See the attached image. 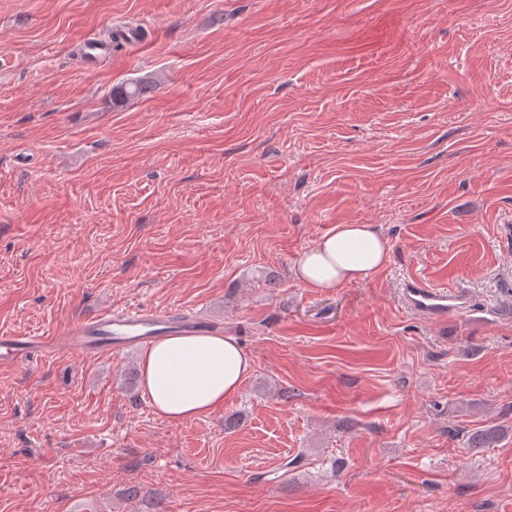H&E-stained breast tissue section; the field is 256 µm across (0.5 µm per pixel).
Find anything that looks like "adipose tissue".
Returning <instances> with one entry per match:
<instances>
[{
    "instance_id": "ef3b65f1",
    "label": "adipose tissue",
    "mask_w": 512,
    "mask_h": 512,
    "mask_svg": "<svg viewBox=\"0 0 512 512\" xmlns=\"http://www.w3.org/2000/svg\"><path fill=\"white\" fill-rule=\"evenodd\" d=\"M390 261L387 239L373 224H339L298 259L304 287L330 290L365 283ZM142 387L156 411L180 424L210 415L236 395L253 362L234 337L188 334L162 338L141 356Z\"/></svg>"
}]
</instances>
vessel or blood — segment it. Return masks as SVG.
<instances>
[{
	"mask_svg": "<svg viewBox=\"0 0 512 512\" xmlns=\"http://www.w3.org/2000/svg\"><path fill=\"white\" fill-rule=\"evenodd\" d=\"M403 295L408 309L432 320L447 318L458 310L461 302L459 295L419 279L407 281ZM169 328L177 332H201L209 330L210 325L198 318H176L167 310L106 309L82 319L70 329V346L80 351L106 349L119 354L149 343ZM48 346V341L40 336L0 334V358L10 362H26L31 354Z\"/></svg>",
	"mask_w": 512,
	"mask_h": 512,
	"instance_id": "1",
	"label": "vessel or blood"
}]
</instances>
